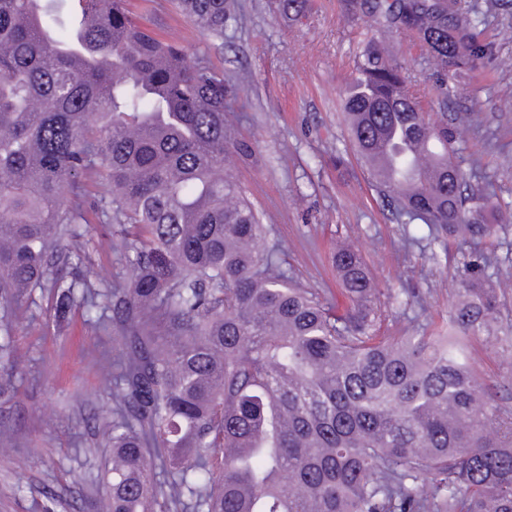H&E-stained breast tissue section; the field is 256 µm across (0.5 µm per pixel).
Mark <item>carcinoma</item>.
I'll list each match as a JSON object with an SVG mask.
<instances>
[{
  "label": "carcinoma",
  "mask_w": 512,
  "mask_h": 512,
  "mask_svg": "<svg viewBox=\"0 0 512 512\" xmlns=\"http://www.w3.org/2000/svg\"><path fill=\"white\" fill-rule=\"evenodd\" d=\"M312 0H276L291 22ZM381 34H409L448 81L512 68L484 16L500 0H346ZM66 38L47 0H0V399L12 393V336L28 290L53 261L79 256L74 224L119 228L130 276L95 288L53 278L55 317L74 289L98 326L112 319L111 449L94 512H512V412L482 382L469 339L487 327L512 266L462 282L448 320L378 333L376 281L336 249L345 304L283 269L228 159L252 156L231 133L224 71L159 38L129 0H77ZM215 38L234 0H175ZM381 40L360 48L344 110L378 192L434 241L481 247L500 206L454 158L472 124L434 112Z\"/></svg>",
  "instance_id": "cac0c4a2"
}]
</instances>
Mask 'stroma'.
I'll use <instances>...</instances> for the list:
<instances>
[{
  "mask_svg": "<svg viewBox=\"0 0 512 512\" xmlns=\"http://www.w3.org/2000/svg\"><path fill=\"white\" fill-rule=\"evenodd\" d=\"M236 21L215 39L198 31L172 5L156 0L148 24L223 69L237 88L238 137L255 145L246 161L232 159L245 197L271 226L283 267L304 287L334 296L339 280L332 256L337 242L361 253L378 282L377 304L390 330L417 332L446 320L461 281L470 243L450 248L434 242L422 224L400 223L370 184L353 154L342 98L359 46L379 38L368 18L354 19L345 0H314L311 14L295 25L279 18L271 0H238ZM389 50L412 83L433 84L431 71L409 35L388 39ZM512 87V70L488 68L448 85V112L472 110L477 121L458 159L473 170V185L512 206V105L500 98ZM343 164H336L337 155ZM81 269L97 286L126 281L119 249L110 248L114 225H76ZM429 293L426 306L418 295ZM50 289L30 293V314L15 328L20 354L19 393L0 406V422L12 425L16 451L0 456V512H91L104 488L109 449L97 430L112 415L111 326H91L82 303L63 325L54 321ZM492 334L470 340L475 370L501 386L512 410V291L501 297Z\"/></svg>",
  "mask_w": 512,
  "mask_h": 512,
  "instance_id": "obj_1",
  "label": "stroma"
}]
</instances>
